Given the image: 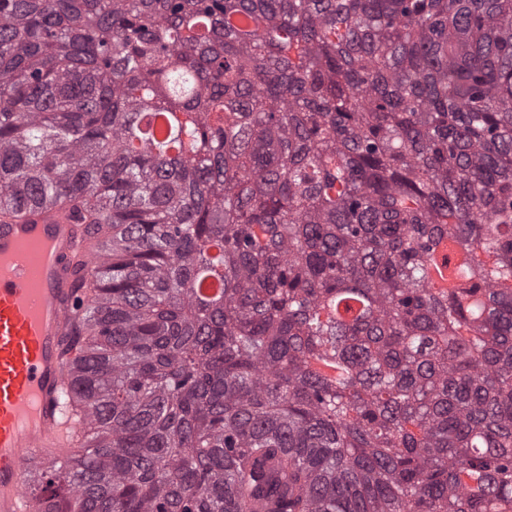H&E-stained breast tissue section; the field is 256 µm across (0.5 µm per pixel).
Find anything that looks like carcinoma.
I'll use <instances>...</instances> for the list:
<instances>
[{"label": "carcinoma", "mask_w": 512, "mask_h": 512, "mask_svg": "<svg viewBox=\"0 0 512 512\" xmlns=\"http://www.w3.org/2000/svg\"><path fill=\"white\" fill-rule=\"evenodd\" d=\"M52 208L103 261L31 512H512V0H0Z\"/></svg>", "instance_id": "carcinoma-1"}]
</instances>
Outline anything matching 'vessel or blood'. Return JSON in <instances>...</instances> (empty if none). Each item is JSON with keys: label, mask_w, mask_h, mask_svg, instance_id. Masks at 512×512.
Here are the masks:
<instances>
[{"label": "vessel or blood", "mask_w": 512, "mask_h": 512, "mask_svg": "<svg viewBox=\"0 0 512 512\" xmlns=\"http://www.w3.org/2000/svg\"><path fill=\"white\" fill-rule=\"evenodd\" d=\"M82 248L61 208L0 225V512H28L30 473L71 454L61 350L87 304L71 266Z\"/></svg>", "instance_id": "1"}]
</instances>
